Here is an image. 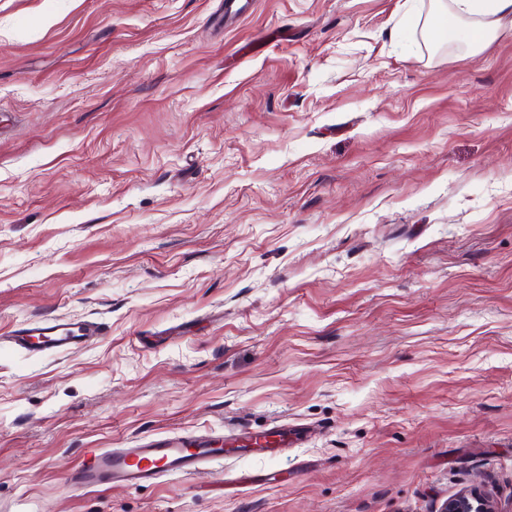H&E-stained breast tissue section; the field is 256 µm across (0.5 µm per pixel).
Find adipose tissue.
<instances>
[{
	"instance_id": "ef3b65f1",
	"label": "adipose tissue",
	"mask_w": 512,
	"mask_h": 512,
	"mask_svg": "<svg viewBox=\"0 0 512 512\" xmlns=\"http://www.w3.org/2000/svg\"><path fill=\"white\" fill-rule=\"evenodd\" d=\"M512 24V0H433L425 29L444 44L464 40L475 54Z\"/></svg>"
}]
</instances>
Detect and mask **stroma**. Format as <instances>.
Masks as SVG:
<instances>
[{"mask_svg":"<svg viewBox=\"0 0 512 512\" xmlns=\"http://www.w3.org/2000/svg\"><path fill=\"white\" fill-rule=\"evenodd\" d=\"M0 0V512H512V32L431 0ZM66 318L95 344L4 336ZM304 423L74 488L95 448ZM512 28V0H434L425 30L441 43L465 39L467 52L478 53L508 25ZM103 334L97 323L70 322L56 319L34 327H24L10 337V342L27 353H61L83 348L94 343ZM296 427L276 423L268 430L269 434L243 438L231 432L214 437L209 433H169L132 448H101L75 468L72 481L84 490L145 486L163 477L199 473L209 465L223 464L226 457L276 459L298 440L301 431ZM242 439L251 448L239 444ZM439 512H503L494 493L489 489L466 488L444 500Z\"/></svg>","mask_w":512,"mask_h":512,"instance_id":"35a3bbf8","label":"stroma"}]
</instances>
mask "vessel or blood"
<instances>
[{
  "label": "vessel or blood",
  "mask_w": 512,
  "mask_h": 512,
  "mask_svg": "<svg viewBox=\"0 0 512 512\" xmlns=\"http://www.w3.org/2000/svg\"><path fill=\"white\" fill-rule=\"evenodd\" d=\"M102 333L101 326L94 322L56 319L21 328L11 341L28 353H60L89 346ZM298 435V428L285 423L273 424L269 433L244 439L229 433L163 434L132 448L94 451L75 468L72 481L84 490L150 485L164 477L199 473L228 457L279 458L297 441Z\"/></svg>",
  "instance_id": "vessel-or-blood-1"
}]
</instances>
